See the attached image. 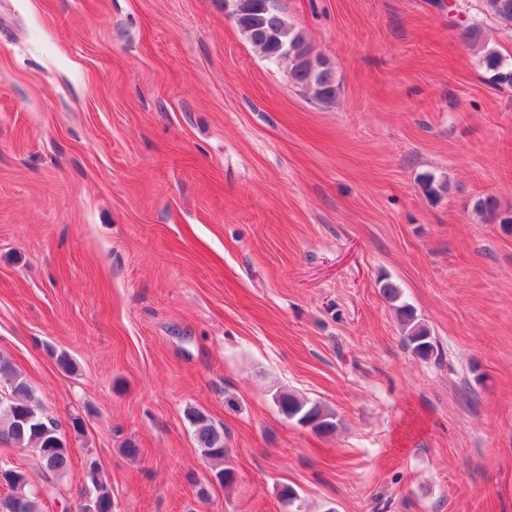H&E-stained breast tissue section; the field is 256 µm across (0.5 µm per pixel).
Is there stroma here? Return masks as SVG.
<instances>
[{"label": "stroma", "mask_w": 512, "mask_h": 512, "mask_svg": "<svg viewBox=\"0 0 512 512\" xmlns=\"http://www.w3.org/2000/svg\"><path fill=\"white\" fill-rule=\"evenodd\" d=\"M448 3L278 0L324 103L224 0H0V355L71 436L44 512L96 477L113 512H512V227L470 208H512V87ZM255 4L259 6L252 12L251 25L244 28L237 25L251 45L268 61L287 63L296 87L319 101H332L336 96V82L333 68L328 66L327 60L315 52L303 32L288 22L278 6L264 10L262 1H255ZM281 43L288 45V56L278 52ZM472 212L489 224H512V210L503 208L494 195H481L472 200ZM396 313L404 338L414 354L423 360H428L435 354L436 344L432 331L424 319L418 317L414 308L409 304L397 306ZM279 411L287 419H295L303 426H310L316 432L329 433L336 427L334 414L321 404L280 392L275 397ZM193 427V436L203 455L212 463L213 475L219 484L231 485L235 482L234 471L219 467L224 460V436L221 435L202 412L191 411L187 414Z\"/></svg>", "instance_id": "1"}]
</instances>
